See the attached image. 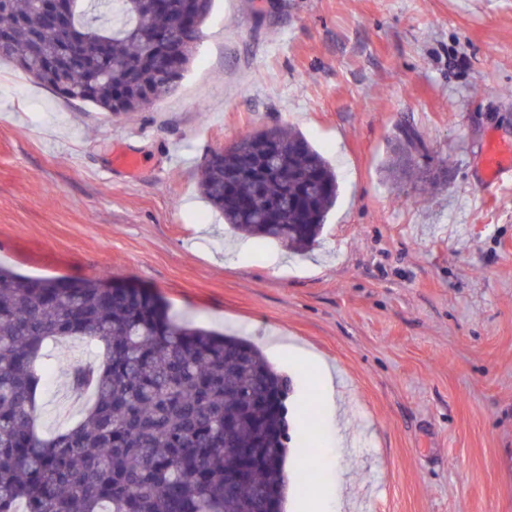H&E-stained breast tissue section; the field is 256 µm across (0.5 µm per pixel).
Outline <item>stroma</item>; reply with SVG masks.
<instances>
[{
  "mask_svg": "<svg viewBox=\"0 0 512 512\" xmlns=\"http://www.w3.org/2000/svg\"><path fill=\"white\" fill-rule=\"evenodd\" d=\"M284 125L336 170L302 253L234 235L201 196L204 159ZM413 129L415 175L388 160ZM512 0H215L161 103L112 116L0 59V263L108 275L196 326L241 335L291 382L290 448L319 430L324 512H512ZM136 154L130 174L112 153ZM338 384L321 398L292 346ZM38 427L62 422L51 344ZM505 158L495 148L489 146L486 151L485 157V184L495 183L504 171L511 165V161L507 160L508 164L505 165Z\"/></svg>",
  "mask_w": 512,
  "mask_h": 512,
  "instance_id": "obj_1",
  "label": "stroma"
}]
</instances>
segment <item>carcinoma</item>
<instances>
[{
    "label": "carcinoma",
    "mask_w": 512,
    "mask_h": 512,
    "mask_svg": "<svg viewBox=\"0 0 512 512\" xmlns=\"http://www.w3.org/2000/svg\"><path fill=\"white\" fill-rule=\"evenodd\" d=\"M83 40L44 32L38 0L0 10L1 55L66 99L103 112H138L178 86L213 0H71ZM165 35L156 60L140 33ZM387 170H413L401 149ZM198 189L246 238L295 250L314 245L336 204V171L306 137L282 127L242 136L201 166ZM103 279L31 278L0 266V512H284L288 474V378L247 340L175 320L140 288ZM79 337L99 359L74 366L68 387L91 392L80 419L49 437L37 427L49 378L43 348ZM304 468L325 463L316 436Z\"/></svg>",
    "instance_id": "cac0c4a2"
}]
</instances>
